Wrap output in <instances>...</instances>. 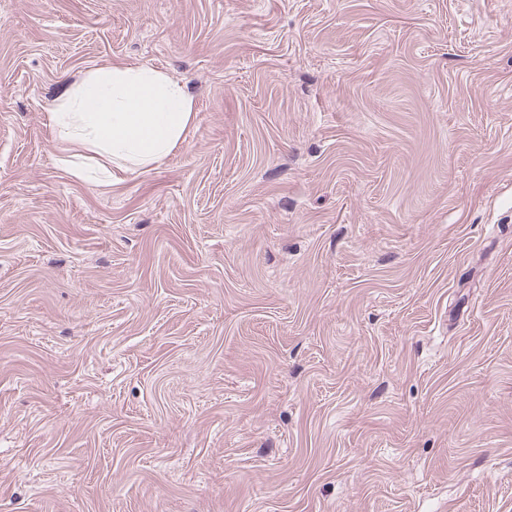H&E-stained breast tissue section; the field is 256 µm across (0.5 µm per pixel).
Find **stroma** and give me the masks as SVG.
Here are the masks:
<instances>
[{
    "label": "stroma",
    "instance_id": "1",
    "mask_svg": "<svg viewBox=\"0 0 512 512\" xmlns=\"http://www.w3.org/2000/svg\"><path fill=\"white\" fill-rule=\"evenodd\" d=\"M112 64L194 115L106 185ZM0 512H512V0H0ZM194 102L186 83L147 66H96L67 84L48 118L54 140L62 146L60 163L83 174V153L105 159L104 179L146 170L185 139Z\"/></svg>",
    "mask_w": 512,
    "mask_h": 512
}]
</instances>
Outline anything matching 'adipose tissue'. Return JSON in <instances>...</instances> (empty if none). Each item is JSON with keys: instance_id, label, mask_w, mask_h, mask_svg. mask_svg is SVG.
Instances as JSON below:
<instances>
[{"instance_id": "obj_1", "label": "adipose tissue", "mask_w": 512, "mask_h": 512, "mask_svg": "<svg viewBox=\"0 0 512 512\" xmlns=\"http://www.w3.org/2000/svg\"><path fill=\"white\" fill-rule=\"evenodd\" d=\"M194 102L185 82L147 66H96L67 84L49 111L60 163L83 173V155L103 158L102 172L146 170L185 139Z\"/></svg>"}]
</instances>
